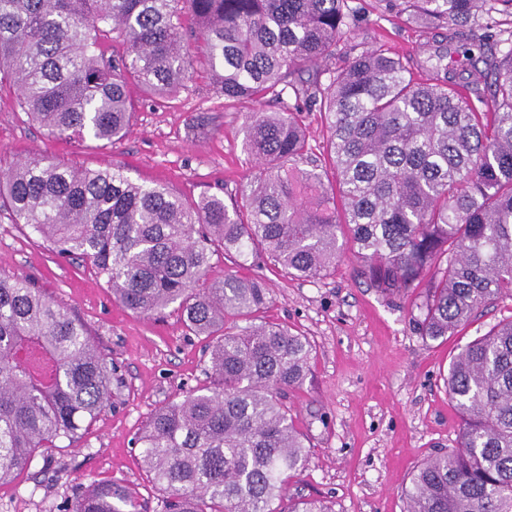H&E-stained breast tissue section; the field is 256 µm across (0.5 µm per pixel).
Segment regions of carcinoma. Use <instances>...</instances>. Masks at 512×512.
<instances>
[{
    "label": "carcinoma",
    "instance_id": "carcinoma-1",
    "mask_svg": "<svg viewBox=\"0 0 512 512\" xmlns=\"http://www.w3.org/2000/svg\"><path fill=\"white\" fill-rule=\"evenodd\" d=\"M351 0H0V91L53 135L125 136L136 83L167 100L198 63L227 99L262 103L289 87L327 123L331 172L301 169L293 112L251 113L245 149L257 171L231 205L189 201L122 169L64 167L34 153L0 174V208L60 257L89 262L123 307L149 317L178 305L212 338L210 385L161 407L137 438L164 512H277L309 454L285 401L313 346L256 323L267 289L227 274L199 281L215 249L258 255L323 278L351 244L371 285L410 299L419 334H457L490 302L512 298V33L482 57L480 88L448 81L447 52L416 79L383 45L335 54L357 21ZM421 27L466 41L512 0H382ZM204 47L190 56L187 36ZM462 425L456 446L425 459L405 512H512V318L466 343L445 377ZM112 401V361L66 306L0 274V484L75 442ZM112 481L75 489L67 512H141ZM288 512H334L322 500Z\"/></svg>",
    "mask_w": 512,
    "mask_h": 512
}]
</instances>
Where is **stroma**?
Instances as JSON below:
<instances>
[{"label":"stroma","mask_w":512,"mask_h":512,"mask_svg":"<svg viewBox=\"0 0 512 512\" xmlns=\"http://www.w3.org/2000/svg\"><path fill=\"white\" fill-rule=\"evenodd\" d=\"M355 42L382 43L419 72L442 40L374 0H355ZM135 114L128 134L106 143L63 138L30 122L15 94L0 93V171L38 152L78 169L119 166L131 178L166 185L189 200L217 193L234 198L256 167L243 148L247 116L256 106L225 99L203 70L166 103L130 88ZM296 108L307 129L303 169L327 166L328 129L320 112L297 104L293 92L267 101L269 112ZM360 259L344 250L320 279L289 275L264 262L238 265L215 253L209 280L237 274L262 279L269 303L260 320L287 325L314 345L310 372L290 394L296 429L309 463L288 484L291 501L321 499L334 512H403V493L415 467L455 446L460 416L444 378L460 345L512 318V298L494 301L458 335L423 341L402 296L371 287ZM30 280L69 308L111 359L112 406L71 447L36 459L13 483L0 486V512H66L75 485L114 480L136 491L146 512H163L164 492L151 484L135 438L152 415L185 392L208 385V340L190 333L176 307L146 318L116 302L95 270L62 259L0 212V272Z\"/></svg>","instance_id":"1"}]
</instances>
